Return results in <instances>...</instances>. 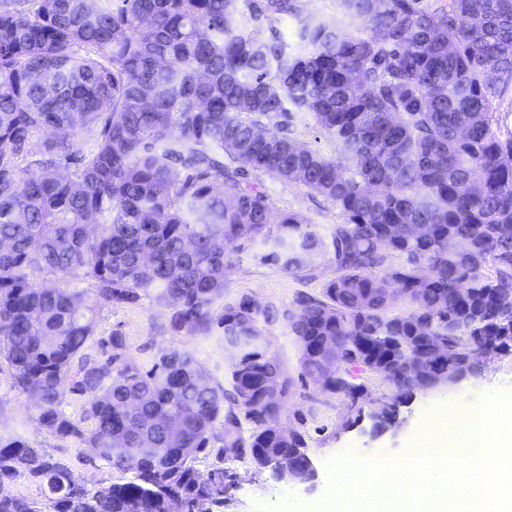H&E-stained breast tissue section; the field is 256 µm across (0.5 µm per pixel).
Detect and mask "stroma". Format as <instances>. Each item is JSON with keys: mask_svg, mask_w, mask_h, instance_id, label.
<instances>
[{"mask_svg": "<svg viewBox=\"0 0 512 512\" xmlns=\"http://www.w3.org/2000/svg\"><path fill=\"white\" fill-rule=\"evenodd\" d=\"M259 182L279 209L301 214L316 225L320 234H328L331 226L340 221L338 210L314 190L266 175L260 176ZM268 251V246L256 244L238 254L223 302L230 305L247 298L270 311L269 320L261 321L260 327L270 352L280 357L292 380L279 425L283 430L304 434L306 452L318 477L311 485L289 483L255 467L250 457L230 458L220 464L213 453H202L195 461L200 475H208L215 465L224 467L227 491L223 505L214 507L213 512H316L330 490L328 458L350 450L364 458L399 454L413 446L424 423L431 418L461 414L476 405L478 397L485 393L512 395V354H500L485 361L476 374L458 384L435 392H419L405 401L400 407L399 428L374 436L366 421L345 427L349 400L322 392L301 378L297 347L289 328L296 294H320L323 285L336 274L335 260L332 254H323L315 261L311 274L295 277L264 261ZM173 348L190 350L215 382L227 384L234 353L225 346L219 333L173 331L166 314L146 300L105 310L86 352L101 360L114 357L122 363L148 367ZM12 373L8 362L1 359V434L17 436L30 447L67 459L89 487L105 490L133 479L134 470L90 460L88 448L59 439L39 426L35 398L14 389Z\"/></svg>", "mask_w": 512, "mask_h": 512, "instance_id": "obj_1", "label": "stroma"}]
</instances>
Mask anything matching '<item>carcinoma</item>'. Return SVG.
<instances>
[{
	"label": "carcinoma",
	"mask_w": 512,
	"mask_h": 512,
	"mask_svg": "<svg viewBox=\"0 0 512 512\" xmlns=\"http://www.w3.org/2000/svg\"><path fill=\"white\" fill-rule=\"evenodd\" d=\"M347 31L300 0H4L0 3V357L37 390V423L133 480L90 488L63 459L0 434V480L22 462L36 506L0 512H210L224 469H195L215 425L260 468L306 447L279 427L290 379L248 299L215 312L235 255L261 243L290 275L322 253L336 276L290 314L301 375L357 392L395 386L363 417L379 435L400 400L512 352V0H336ZM297 24L299 48L246 23ZM311 115L328 156L277 133ZM319 192L343 222L323 236L275 207L251 174ZM427 233L411 238L410 230ZM399 258L395 264L392 259ZM51 276L53 287L38 280ZM90 281L97 302L71 287ZM147 298L171 329H222L231 388L187 350L149 368L85 353L101 308ZM87 398L85 430L63 412ZM135 396L138 404L129 406ZM250 425L244 429L243 424ZM191 452H186V449ZM362 379L359 382H363L367 391L366 398L361 400V403L365 407V412L375 406L376 403L386 400L393 396L395 393V387L387 381H384L379 376L372 373H364Z\"/></svg>",
	"instance_id": "cac0c4a2"
}]
</instances>
